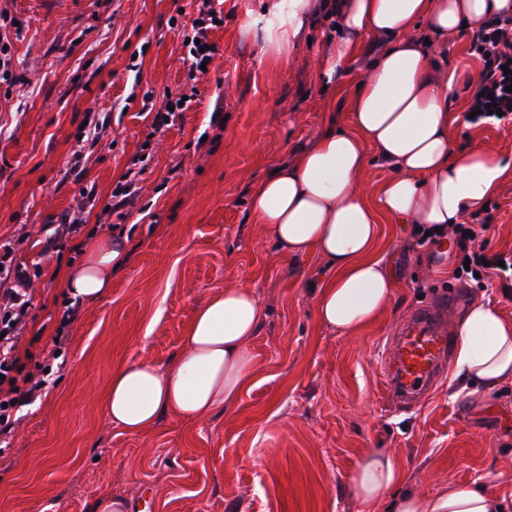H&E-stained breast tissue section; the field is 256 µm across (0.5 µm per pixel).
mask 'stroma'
<instances>
[{
	"instance_id": "35a3bbf8",
	"label": "stroma",
	"mask_w": 512,
	"mask_h": 512,
	"mask_svg": "<svg viewBox=\"0 0 512 512\" xmlns=\"http://www.w3.org/2000/svg\"><path fill=\"white\" fill-rule=\"evenodd\" d=\"M282 2L220 0L215 53L194 75L185 42L196 0H0V40L23 77L0 84V246L31 295L18 354L44 359L57 336L65 353L46 393L14 414L0 512H92L106 494L126 512H383L348 492L371 448L395 456L419 495L474 481L512 507V384L458 395L448 378L401 411L379 374L388 336L444 291L512 318L498 280H457L449 251L421 242L414 225H385L378 255L392 299L342 335L315 314L324 260L281 255L250 221L255 183L347 112L318 71L338 30L321 8L276 47L266 24ZM191 91L189 109L153 129L148 108ZM449 135L512 156V127L462 120ZM119 182L133 206L113 208ZM487 211L489 248L512 250V175ZM90 231L124 234L131 257L110 294L87 303L59 277ZM230 286L253 288L265 309L236 403L193 423L169 414L144 433L112 425L103 395L113 369L166 366L198 305Z\"/></svg>"
}]
</instances>
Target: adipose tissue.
<instances>
[{
	"label": "adipose tissue",
	"instance_id": "1",
	"mask_svg": "<svg viewBox=\"0 0 512 512\" xmlns=\"http://www.w3.org/2000/svg\"><path fill=\"white\" fill-rule=\"evenodd\" d=\"M512 17V0H341V38L320 74L347 90L350 121L330 120L316 141L261 178L251 191L252 223L264 225L282 255L317 252L332 271L318 289L320 322L353 334L385 310L393 290L375 251L382 224L448 230L481 212L512 169V159L480 144L459 147L448 135L458 121L457 70L448 50L463 27ZM381 45L362 60L365 39ZM390 170L376 196L363 177L372 160ZM130 261L122 236L85 240L63 279L68 296L105 298L112 275ZM265 318L253 289L227 288L196 309L180 354L166 367L148 362L115 368L104 408L130 433L175 414L186 421L224 410L245 388L252 344ZM455 367L469 386L488 391L512 383V319L487 300L473 302L458 323ZM398 460L368 450L351 479L352 495L387 512H506L477 483L449 484L427 499L403 489Z\"/></svg>",
	"mask_w": 512,
	"mask_h": 512
}]
</instances>
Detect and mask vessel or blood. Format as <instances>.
Here are the masks:
<instances>
[{"instance_id":"obj_1","label":"vessel or blood","mask_w":512,"mask_h":512,"mask_svg":"<svg viewBox=\"0 0 512 512\" xmlns=\"http://www.w3.org/2000/svg\"><path fill=\"white\" fill-rule=\"evenodd\" d=\"M460 297L448 291L441 306L414 310L397 336L391 337L381 372L384 395L395 405L411 409L423 404L447 373V361L456 336L443 318L458 307Z\"/></svg>"}]
</instances>
